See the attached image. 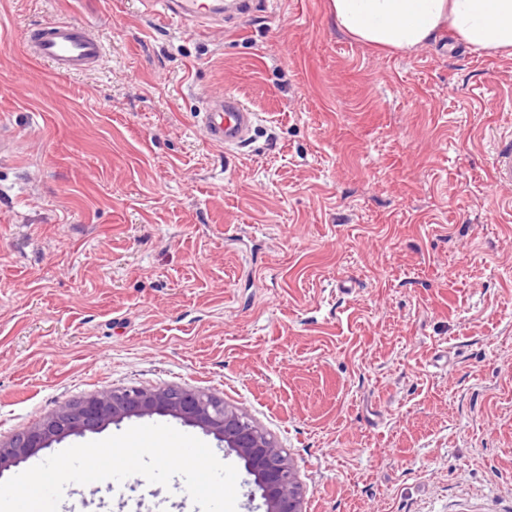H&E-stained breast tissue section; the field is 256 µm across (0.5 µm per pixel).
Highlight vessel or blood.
<instances>
[{
  "mask_svg": "<svg viewBox=\"0 0 512 512\" xmlns=\"http://www.w3.org/2000/svg\"><path fill=\"white\" fill-rule=\"evenodd\" d=\"M159 6L166 18L178 23L206 25L223 20L229 10L248 8L249 0H150ZM32 55L60 74L96 70L104 58V46L98 35L86 24L57 20L36 28L28 35ZM194 121L207 140L216 146L237 148L247 142L256 124V115L230 94L209 98ZM495 182L512 185V143L495 151L492 157Z\"/></svg>",
  "mask_w": 512,
  "mask_h": 512,
  "instance_id": "1",
  "label": "vessel or blood"
}]
</instances>
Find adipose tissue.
Here are the masks:
<instances>
[{"label": "adipose tissue", "mask_w": 512, "mask_h": 512, "mask_svg": "<svg viewBox=\"0 0 512 512\" xmlns=\"http://www.w3.org/2000/svg\"><path fill=\"white\" fill-rule=\"evenodd\" d=\"M336 26L391 50L425 45L449 32L480 54L512 57V0H331Z\"/></svg>", "instance_id": "1"}]
</instances>
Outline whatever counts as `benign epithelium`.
Instances as JSON below:
<instances>
[{"label": "benign epithelium", "instance_id": "1", "mask_svg": "<svg viewBox=\"0 0 512 512\" xmlns=\"http://www.w3.org/2000/svg\"><path fill=\"white\" fill-rule=\"evenodd\" d=\"M169 415L214 435L244 462L261 490L265 512H306L308 489L289 457L250 416L212 393L182 386H130L99 391L74 401L28 431L0 440V469L71 435L96 433L131 417Z\"/></svg>", "mask_w": 512, "mask_h": 512}]
</instances>
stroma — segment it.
Masks as SVG:
<instances>
[{"instance_id":"obj_1","label":"stroma","mask_w":512,"mask_h":512,"mask_svg":"<svg viewBox=\"0 0 512 512\" xmlns=\"http://www.w3.org/2000/svg\"><path fill=\"white\" fill-rule=\"evenodd\" d=\"M217 29L145 0H0V438L101 390L177 385L284 448L309 512H512V58L382 52L330 0ZM103 36L55 75L25 36ZM230 93L250 144L193 115ZM70 436L0 472L137 426ZM184 481L84 485L122 501ZM28 46L39 61L47 62L60 74L96 70L104 58V46L86 24L57 20L36 28L28 35ZM492 173L495 182L512 185V143L495 151L492 157Z\"/></svg>"}]
</instances>
